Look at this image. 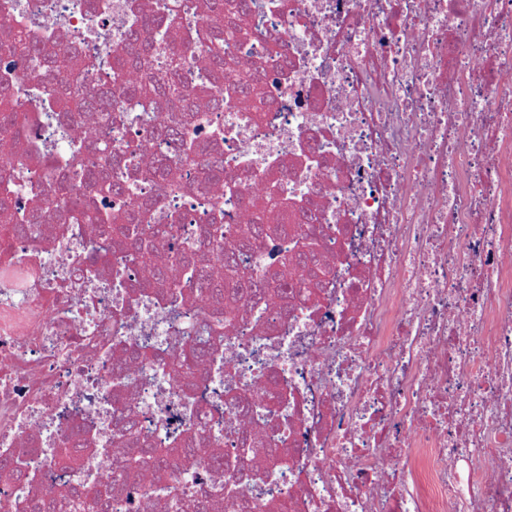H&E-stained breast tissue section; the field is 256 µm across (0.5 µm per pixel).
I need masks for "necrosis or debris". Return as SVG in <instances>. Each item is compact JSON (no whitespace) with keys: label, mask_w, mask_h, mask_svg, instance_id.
I'll return each mask as SVG.
<instances>
[{"label":"necrosis or debris","mask_w":512,"mask_h":512,"mask_svg":"<svg viewBox=\"0 0 512 512\" xmlns=\"http://www.w3.org/2000/svg\"><path fill=\"white\" fill-rule=\"evenodd\" d=\"M224 78L188 42L213 11L194 0L181 29L173 0H0V79L27 120L0 142V180L40 223L0 249V512H62L63 493L109 486L108 512H174L208 490L222 458L244 512H512V0H252L236 15ZM30 47H9L17 29ZM150 46L114 81L130 31ZM75 57L55 80L44 62ZM180 59L196 107L142 111L126 86L161 83ZM95 65L84 73L79 64ZM255 94L211 108L224 87ZM112 93L99 110L56 107ZM82 148L79 165L66 157ZM165 165V177L154 173ZM223 182L205 181L210 168ZM105 170L121 194L93 188ZM112 213L153 205L135 230L160 258L194 248L197 268L225 278L219 248L251 225L270 240L242 254L260 284L297 279L280 256L298 221L272 188L316 197L326 286L288 307L239 303L200 288L172 301L164 284L91 224H71L67 196ZM225 321L222 354L201 383L166 361L202 319ZM133 348L157 360L129 363ZM252 397L248 414L229 391ZM148 446L178 434L163 477L122 478L125 414ZM260 435L245 455L243 432ZM239 498V499H242ZM210 497L208 512H243Z\"/></svg>","instance_id":"1"}]
</instances>
